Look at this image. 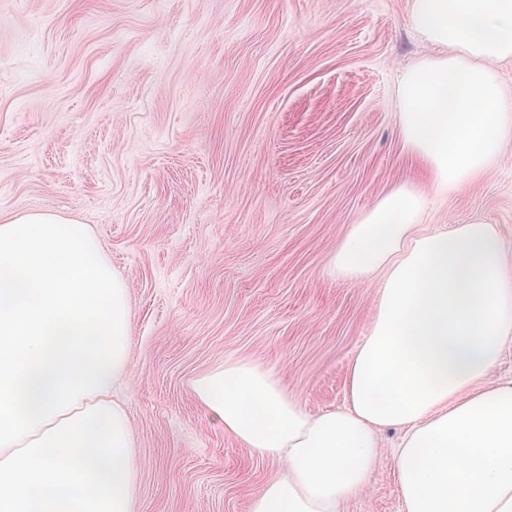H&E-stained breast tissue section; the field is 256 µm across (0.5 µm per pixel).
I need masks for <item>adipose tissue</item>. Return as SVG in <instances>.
Instances as JSON below:
<instances>
[{"label": "adipose tissue", "instance_id": "1", "mask_svg": "<svg viewBox=\"0 0 512 512\" xmlns=\"http://www.w3.org/2000/svg\"><path fill=\"white\" fill-rule=\"evenodd\" d=\"M409 17L435 52L399 78L400 134L445 192L488 172L512 137L496 71L512 60V0H410ZM428 203L387 192L330 261L350 281L383 276L343 408L309 413L246 359L195 381L209 419L286 468L251 512H340L365 491L386 428L403 431L404 512H512V380L493 377L512 341V258L479 220L420 231Z\"/></svg>", "mask_w": 512, "mask_h": 512}]
</instances>
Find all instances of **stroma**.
Returning a JSON list of instances; mask_svg holds the SVG:
<instances>
[{
  "label": "stroma",
  "mask_w": 512,
  "mask_h": 512,
  "mask_svg": "<svg viewBox=\"0 0 512 512\" xmlns=\"http://www.w3.org/2000/svg\"><path fill=\"white\" fill-rule=\"evenodd\" d=\"M433 52L409 0H0V219L80 220L127 284L137 512H250L281 470L208 420L198 376L248 359L311 413L345 404L380 288L328 263L428 182L396 86ZM476 219L512 256V141L420 228ZM399 441L343 512H404Z\"/></svg>",
  "instance_id": "obj_1"
}]
</instances>
